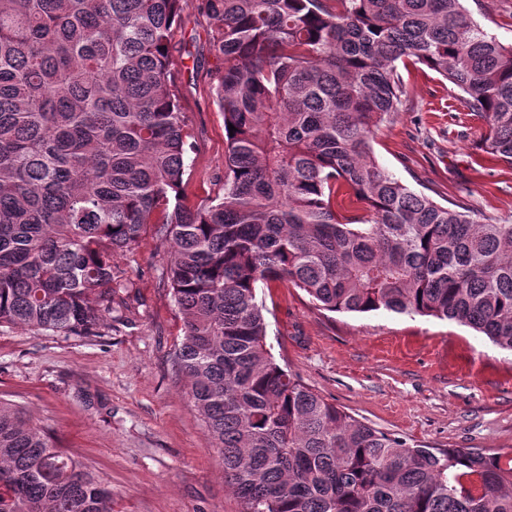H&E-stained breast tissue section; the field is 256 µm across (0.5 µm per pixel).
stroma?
<instances>
[{"label":"stroma","instance_id":"35a3bbf8","mask_svg":"<svg viewBox=\"0 0 512 512\" xmlns=\"http://www.w3.org/2000/svg\"><path fill=\"white\" fill-rule=\"evenodd\" d=\"M469 15L512 43V0H465ZM171 54L186 118L182 199L214 197L224 174L216 62L197 0H184ZM401 76L397 119L375 134L378 161L424 193L512 224V168L483 159L485 126L422 65ZM168 247L146 233L112 262L131 280L97 336L0 328V398L51 429L112 490V512H240L221 456L173 363L182 321L165 276ZM277 363L354 417L435 448L512 451V355L436 318L317 310L276 281L258 291Z\"/></svg>","mask_w":512,"mask_h":512}]
</instances>
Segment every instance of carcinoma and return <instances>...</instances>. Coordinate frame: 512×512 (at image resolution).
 I'll return each mask as SVG.
<instances>
[{
	"label": "carcinoma",
	"instance_id": "carcinoma-1",
	"mask_svg": "<svg viewBox=\"0 0 512 512\" xmlns=\"http://www.w3.org/2000/svg\"><path fill=\"white\" fill-rule=\"evenodd\" d=\"M198 11L226 146L221 192L188 207L181 0H0V327L98 335L128 287L112 256L151 225L184 324L174 363L241 512H512V453L431 448L326 400L274 361L257 293L284 281L322 310L449 320L512 353V224L410 188L374 151L411 60L512 166V43L463 0ZM344 191L360 210L336 209ZM0 512H112V492L0 400Z\"/></svg>",
	"mask_w": 512,
	"mask_h": 512
}]
</instances>
